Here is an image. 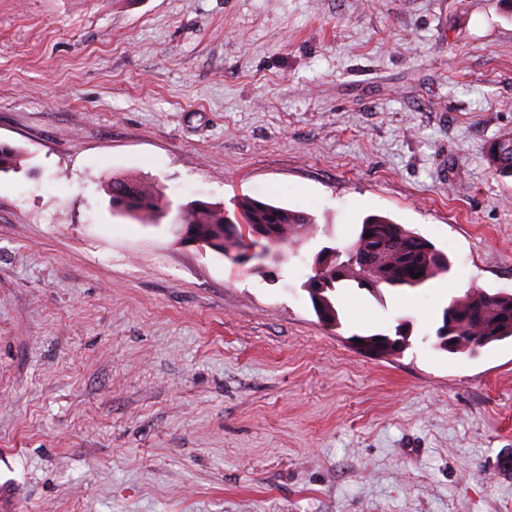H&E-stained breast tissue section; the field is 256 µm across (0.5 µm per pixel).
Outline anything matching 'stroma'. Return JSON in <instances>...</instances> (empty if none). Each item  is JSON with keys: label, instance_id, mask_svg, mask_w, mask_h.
Wrapping results in <instances>:
<instances>
[{"label": "stroma", "instance_id": "obj_1", "mask_svg": "<svg viewBox=\"0 0 512 512\" xmlns=\"http://www.w3.org/2000/svg\"><path fill=\"white\" fill-rule=\"evenodd\" d=\"M499 0H0V501L10 512H512V341L435 348L445 300L343 289L369 215L512 294ZM310 214L277 278L112 212L106 184ZM369 356L352 335H394ZM486 158L500 178H512V135H502L490 142Z\"/></svg>", "mask_w": 512, "mask_h": 512}]
</instances>
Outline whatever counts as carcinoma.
Listing matches in <instances>:
<instances>
[{
  "label": "carcinoma",
  "mask_w": 512,
  "mask_h": 512,
  "mask_svg": "<svg viewBox=\"0 0 512 512\" xmlns=\"http://www.w3.org/2000/svg\"><path fill=\"white\" fill-rule=\"evenodd\" d=\"M15 148L0 144V171L17 165ZM486 158L492 170L501 178H512V135H502L489 143ZM112 206L126 216L145 224H160L165 219L179 229L210 245L220 255L229 248L240 247L244 239L252 238V230L261 224L276 226L275 234L262 247L286 258L288 246L307 237L314 219L307 213L272 205L250 196L237 201L236 211L230 214L223 207L194 200L172 209V203L151 182L132 181L114 177L108 185ZM439 249L428 239L383 216H369L360 231L346 246L338 250L326 273L328 286L308 290L312 306L321 305L329 313L332 325L340 324L335 292L351 284L369 289L367 280L376 281L375 290L392 288L406 278H417V287L444 277L451 268L450 260L439 261ZM512 339V304L506 306L496 294L473 289L453 297L443 309L441 325L435 332L434 346L454 353L475 355L481 349ZM360 340L375 347L408 345L403 332L382 336L373 335Z\"/></svg>",
  "instance_id": "1"
}]
</instances>
